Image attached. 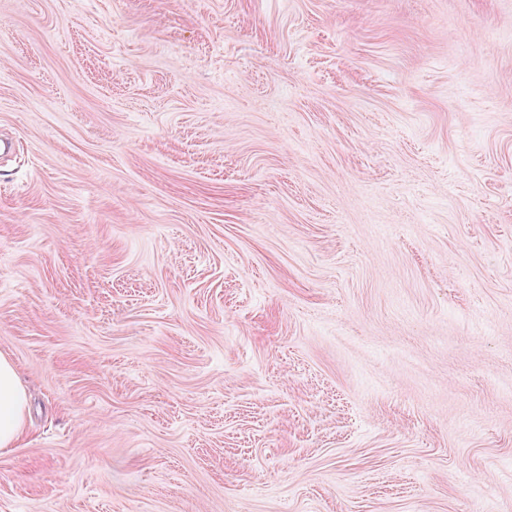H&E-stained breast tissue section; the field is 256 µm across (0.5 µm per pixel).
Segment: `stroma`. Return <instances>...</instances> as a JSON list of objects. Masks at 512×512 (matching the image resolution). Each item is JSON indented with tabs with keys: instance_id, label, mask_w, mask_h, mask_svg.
<instances>
[{
	"instance_id": "obj_1",
	"label": "stroma",
	"mask_w": 512,
	"mask_h": 512,
	"mask_svg": "<svg viewBox=\"0 0 512 512\" xmlns=\"http://www.w3.org/2000/svg\"><path fill=\"white\" fill-rule=\"evenodd\" d=\"M0 512H512V0H0ZM27 401L14 364L0 355V448H12L20 439Z\"/></svg>"
}]
</instances>
